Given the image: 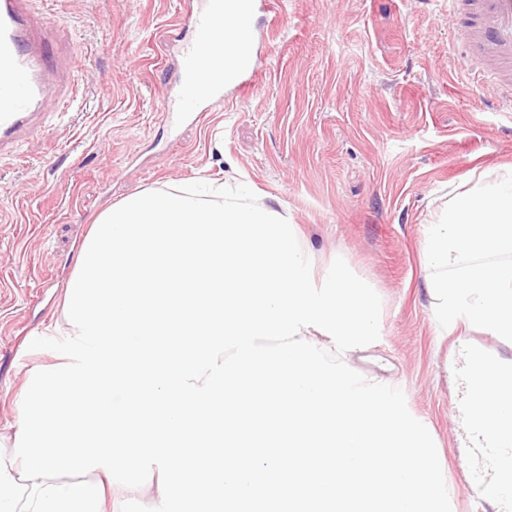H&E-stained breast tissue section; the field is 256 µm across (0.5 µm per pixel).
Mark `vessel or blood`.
<instances>
[{
    "mask_svg": "<svg viewBox=\"0 0 512 512\" xmlns=\"http://www.w3.org/2000/svg\"><path fill=\"white\" fill-rule=\"evenodd\" d=\"M32 0H0V153L12 148L41 124L48 108L74 97L78 57L51 60L59 26L37 14ZM470 48L488 65L487 76L508 90L512 110V0H469ZM194 38L177 50V83L165 97L162 115L173 120L198 117L201 97L222 96L220 67L236 49L233 20L224 16V0H198L189 16ZM456 412L469 421L479 459L476 476L507 481L512 460V433L473 412L470 399H459Z\"/></svg>",
    "mask_w": 512,
    "mask_h": 512,
    "instance_id": "obj_1",
    "label": "vessel or blood"
}]
</instances>
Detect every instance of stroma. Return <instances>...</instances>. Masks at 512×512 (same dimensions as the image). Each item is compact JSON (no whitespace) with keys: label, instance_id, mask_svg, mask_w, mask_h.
Returning <instances> with one entry per match:
<instances>
[{"label":"stroma","instance_id":"stroma-1","mask_svg":"<svg viewBox=\"0 0 512 512\" xmlns=\"http://www.w3.org/2000/svg\"><path fill=\"white\" fill-rule=\"evenodd\" d=\"M81 61L77 102L49 109L0 159V430L30 372L52 363L28 339H62V303L82 244L108 207L204 180L249 183L287 206L316 272L343 258L380 296V337L358 353L391 380L445 458L452 512L468 498V449L453 398L460 343L441 337L423 288L426 224L450 191L512 166V111L491 106L466 33L437 0H272L256 20L257 87L226 89L178 126L159 106L189 0H35Z\"/></svg>","mask_w":512,"mask_h":512}]
</instances>
